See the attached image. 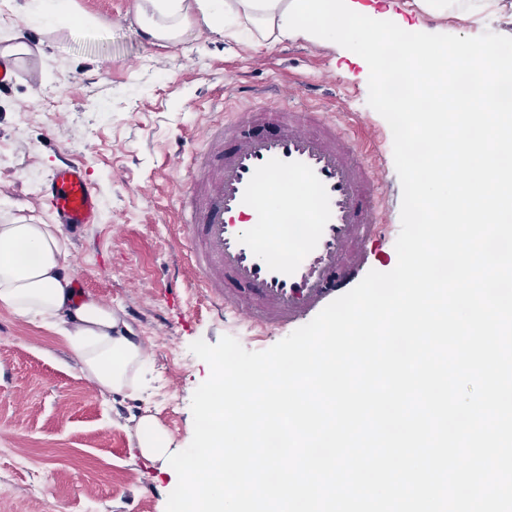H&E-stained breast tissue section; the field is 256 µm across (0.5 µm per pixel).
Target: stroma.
I'll return each mask as SVG.
<instances>
[{
	"label": "stroma",
	"mask_w": 512,
	"mask_h": 512,
	"mask_svg": "<svg viewBox=\"0 0 512 512\" xmlns=\"http://www.w3.org/2000/svg\"><path fill=\"white\" fill-rule=\"evenodd\" d=\"M26 2L9 0L0 17V33H23L42 49L18 60L15 84L0 93V202L51 222L41 187L62 159L82 160L102 209L98 223L68 235L70 270L154 348L136 391L104 396L59 336L0 307V512H165L174 475L133 448L136 420L154 414L188 446L192 395L210 375L190 344L230 335L263 351L286 336L249 339L246 325L198 307L195 290L166 296L185 264L171 242L178 138L202 142L215 107L280 104L296 87L311 107L355 115L379 134L389 229L369 243L367 267L388 272L401 229L393 137L368 104L367 63L332 41L251 46L229 22L220 33L151 44L135 23V0H74L66 28L46 34L29 25ZM401 22L426 33L512 37L509 18L478 25L415 10Z\"/></svg>",
	"instance_id": "stroma-1"
}]
</instances>
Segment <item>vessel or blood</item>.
I'll return each instance as SVG.
<instances>
[{
  "label": "vessel or blood",
  "mask_w": 512,
  "mask_h": 512,
  "mask_svg": "<svg viewBox=\"0 0 512 512\" xmlns=\"http://www.w3.org/2000/svg\"><path fill=\"white\" fill-rule=\"evenodd\" d=\"M374 144L296 94L210 124L177 188L181 241L219 317L260 331L300 326L345 294L366 242L387 230ZM283 182L298 199L285 210L274 198ZM43 195L64 231L99 220L82 163L63 162Z\"/></svg>",
  "instance_id": "1"
}]
</instances>
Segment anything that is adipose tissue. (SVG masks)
I'll return each mask as SVG.
<instances>
[{
	"label": "adipose tissue",
	"mask_w": 512,
	"mask_h": 512,
	"mask_svg": "<svg viewBox=\"0 0 512 512\" xmlns=\"http://www.w3.org/2000/svg\"><path fill=\"white\" fill-rule=\"evenodd\" d=\"M291 0H136L135 22L150 43L178 44L232 21L255 43L282 39L281 15ZM406 7L450 20L480 22L485 15L512 17V0H404ZM61 225L0 217V306L53 327L75 356L83 377L104 396L136 390L146 353L112 306L75 288ZM140 456L164 461L173 438L152 414L133 432Z\"/></svg>",
	"instance_id": "obj_1"
}]
</instances>
